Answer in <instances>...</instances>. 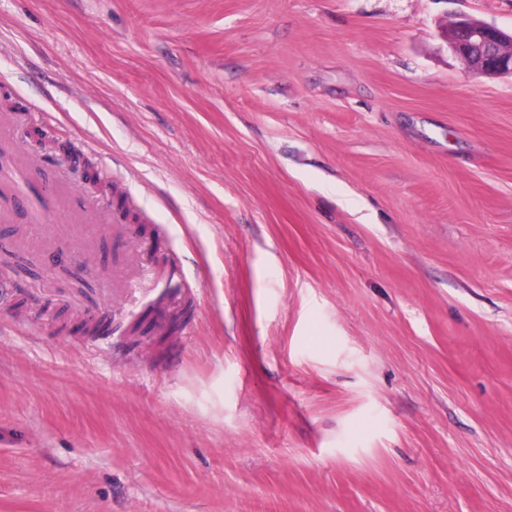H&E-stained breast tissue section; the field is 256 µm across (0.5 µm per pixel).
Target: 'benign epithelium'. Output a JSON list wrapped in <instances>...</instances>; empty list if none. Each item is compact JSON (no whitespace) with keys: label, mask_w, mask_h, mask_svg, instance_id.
I'll list each match as a JSON object with an SVG mask.
<instances>
[{"label":"benign epithelium","mask_w":512,"mask_h":512,"mask_svg":"<svg viewBox=\"0 0 512 512\" xmlns=\"http://www.w3.org/2000/svg\"><path fill=\"white\" fill-rule=\"evenodd\" d=\"M443 37L472 70L486 75H512V33L468 19L444 28Z\"/></svg>","instance_id":"1"}]
</instances>
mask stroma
I'll return each instance as SVG.
<instances>
[{
	"mask_svg": "<svg viewBox=\"0 0 512 512\" xmlns=\"http://www.w3.org/2000/svg\"><path fill=\"white\" fill-rule=\"evenodd\" d=\"M512 0H0L101 302L0 255V512H512ZM56 311L42 313L45 300ZM443 37L473 71L486 75H512V33L481 20L468 19L444 28Z\"/></svg>",
	"mask_w": 512,
	"mask_h": 512,
	"instance_id": "obj_1",
	"label": "stroma"
}]
</instances>
